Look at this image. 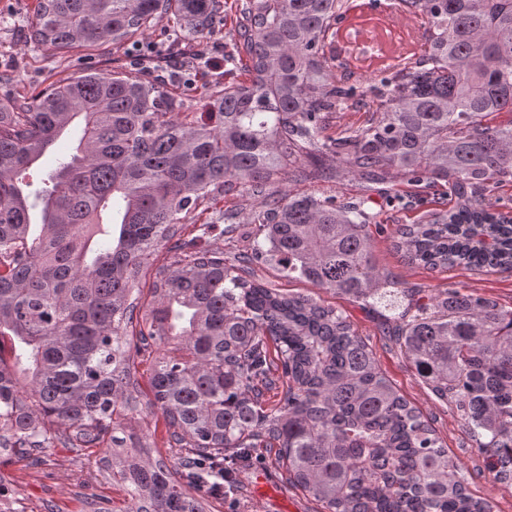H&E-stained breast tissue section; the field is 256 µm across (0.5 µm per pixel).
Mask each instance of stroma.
Masks as SVG:
<instances>
[{"instance_id":"stroma-1","label":"stroma","mask_w":512,"mask_h":512,"mask_svg":"<svg viewBox=\"0 0 512 512\" xmlns=\"http://www.w3.org/2000/svg\"><path fill=\"white\" fill-rule=\"evenodd\" d=\"M355 11L376 14L391 12L394 23L379 31L378 43H358L357 48L370 54L369 67L357 69V77L367 79L379 70L381 63L390 62V51L405 39L418 40L421 30L407 27L406 14L398 0H351ZM38 0H0V75L15 77V84H0V100L13 93L30 94L41 91L54 80L74 74L80 69L109 68L112 59L123 58V49L106 51L73 52L54 55L41 49L30 37L29 21ZM271 188L277 194L313 193L335 196L337 202L357 201L362 194L360 181L343 176L333 179L310 177L274 180ZM438 187L426 183H412L397 173H389L384 183L374 186L370 193V211L382 233L374 240L373 262L380 272L397 280L402 287L419 288L432 294L449 288H459L481 297L502 309L512 308V273L478 272L456 266L447 270H429L412 264L393 245L397 225L416 224L434 209L441 196ZM258 276L272 282L281 290L302 292L320 299L322 303L336 306L358 329L372 350L379 368L392 384L424 418L429 420L448 453L463 467L474 496L490 500L494 512H512V488L493 481L481 467V454L476 442L462 426L452 406L440 399L421 381L408 361L385 333L393 324L379 310L350 301L345 297L314 288L311 284L280 277L277 271L266 266L257 267ZM86 461L82 453L70 448H58L44 454L41 462L31 464L16 460L0 470V494L17 500L25 512H44V506L53 503L60 512H85L84 496L97 497L120 503L123 493L109 483L92 484L83 489L75 477ZM264 469L265 484H257L255 473ZM284 468L253 457L240 470L242 489L237 499L214 500L209 512H323L320 502L302 489L287 484Z\"/></svg>"}]
</instances>
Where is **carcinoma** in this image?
<instances>
[{
    "label": "carcinoma",
    "mask_w": 512,
    "mask_h": 512,
    "mask_svg": "<svg viewBox=\"0 0 512 512\" xmlns=\"http://www.w3.org/2000/svg\"><path fill=\"white\" fill-rule=\"evenodd\" d=\"M400 4L426 29L424 49L363 87L333 50L349 0H240L227 60L247 78L232 82L200 49L224 0H38L31 37L49 53L119 48L165 19V56L187 71L131 58L0 102V350L11 344L0 457L106 443L110 456L77 484L121 486L120 512H205L225 495L215 480L236 488V466L259 448L325 512H493L347 317L255 273L271 265L395 313L415 374L455 405L483 469L512 487V309L450 288L418 298L406 319V289L372 261L381 225L368 199L268 201L297 148L367 186L395 170L455 200L398 225V251L432 269L512 271V217L479 204L512 181V120L485 123L512 112V0ZM200 71L201 111L188 112L183 87ZM341 106L370 117L328 136ZM76 121V152L35 184L46 145ZM241 188L259 206L249 247L229 260L205 237L235 233L238 213L220 203ZM191 224L198 235L176 240ZM145 407L168 427L171 463L154 457Z\"/></svg>",
    "instance_id": "1"
}]
</instances>
